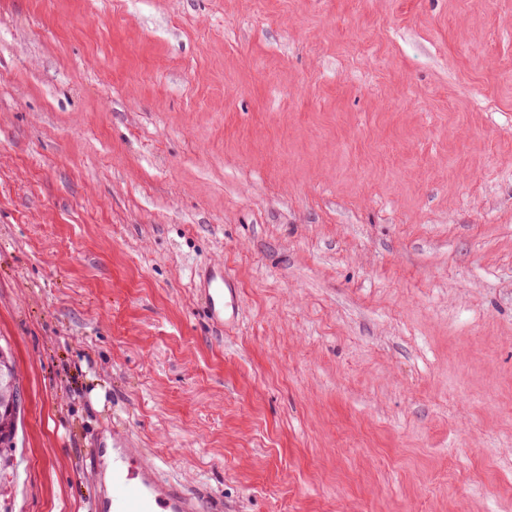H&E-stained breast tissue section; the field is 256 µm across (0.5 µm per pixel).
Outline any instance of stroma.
<instances>
[{"instance_id":"1","label":"stroma","mask_w":512,"mask_h":512,"mask_svg":"<svg viewBox=\"0 0 512 512\" xmlns=\"http://www.w3.org/2000/svg\"><path fill=\"white\" fill-rule=\"evenodd\" d=\"M0 344V512H512V0H0ZM195 288L202 294L209 320L216 325L234 324L240 312V291L236 282L224 273V266H207L198 275ZM129 439L112 433V452L99 448L94 459L98 469L112 457V479L102 495L101 512H205L207 503L192 497L177 483L162 478L159 468L143 448H131Z\"/></svg>"}]
</instances>
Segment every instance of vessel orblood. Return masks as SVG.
<instances>
[{"mask_svg": "<svg viewBox=\"0 0 512 512\" xmlns=\"http://www.w3.org/2000/svg\"><path fill=\"white\" fill-rule=\"evenodd\" d=\"M194 286L202 294L213 324L228 326L237 321L240 291L223 265L207 266ZM107 457L112 460V479L100 499L99 512H206L204 500L163 479L144 449L133 447L120 432H113L111 448L98 449L97 460Z\"/></svg>", "mask_w": 512, "mask_h": 512, "instance_id": "vessel-or-blood-1", "label": "vessel or blood"}]
</instances>
